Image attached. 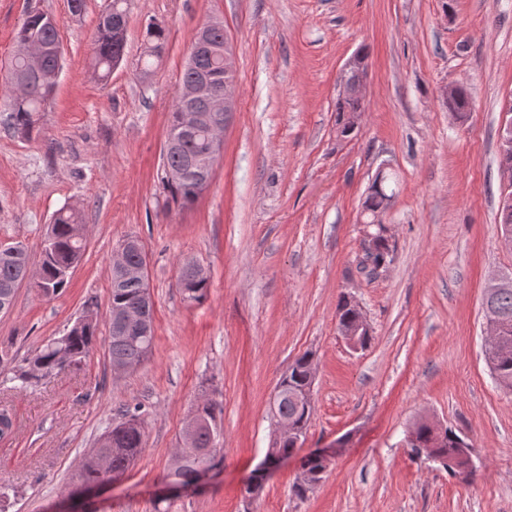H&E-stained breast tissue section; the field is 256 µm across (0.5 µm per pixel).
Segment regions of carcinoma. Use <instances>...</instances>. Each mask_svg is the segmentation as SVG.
I'll return each instance as SVG.
<instances>
[{"mask_svg": "<svg viewBox=\"0 0 512 512\" xmlns=\"http://www.w3.org/2000/svg\"><path fill=\"white\" fill-rule=\"evenodd\" d=\"M167 38L166 28L156 22L147 24L145 40L152 44V56L160 55ZM38 42L46 48L42 63V72H31L22 60L9 66L4 77V86L8 91L6 122L14 132L28 136L32 133L38 113L44 111V105L54 94L55 85L44 80L43 74L55 70L58 66L52 48L58 44V23L51 21V15L35 11L27 16L16 34V44ZM124 40L112 32V15H98L96 25L95 51L92 68L100 78L107 79L112 73V62L123 53ZM446 107L462 116L472 107L468 92L460 88L455 96L446 102ZM365 111L364 99L348 93L337 96V125L342 136L352 131L343 126L348 114ZM207 150V140L203 133L184 138L179 146L163 156L164 188L171 199L183 205L193 203L208 187L194 175L185 173L179 177L170 176V172L186 167L190 159ZM395 179L392 174L376 175L363 202V212L371 217L375 212L385 209V203L396 194L392 187ZM84 228L81 214L73 209H61L52 218L50 230L43 243L38 280H31L32 263L27 249L20 243L11 244L12 250H0V313H7L14 306L17 289L24 283L34 288L44 298L61 295L69 285L71 272L81 263L86 239L79 234ZM393 246L382 228L373 231L372 247L364 254L363 266L374 273L391 261ZM179 288L188 302L203 300L209 288V277L199 276L192 269L183 267L179 276ZM485 313L506 324L499 346L486 352V359L498 386L512 392V288H492L485 295ZM135 309L141 317V328L126 333H117L112 329V319H107L106 332L110 363H121L130 368L137 367L151 352L155 340L154 310L151 297L143 296L142 284L137 281L121 279L117 268H111V281L108 297V311ZM361 312L349 306L347 299L339 301L336 310L337 322L342 327L354 324ZM99 336V323L89 312L74 322L61 336L63 344L50 339L34 355L11 369V375L4 382L12 384L15 390H30L37 384L59 372L60 350L66 348L70 364L79 370L92 351ZM311 359L304 354L298 358L284 374L277 386L282 388V398L278 403V413L297 426L308 427L313 414L311 394L312 378L309 369ZM195 410L203 424L192 434V446L185 448L182 461L175 470L168 471L183 484L193 481L197 467L204 463H214L219 449L214 454L201 456L198 450L218 442L221 428L218 415L221 408L209 397L203 396L197 402ZM414 441L420 447L428 448L431 453L445 460L454 461V472L468 476L466 448L463 438L448 428H439L427 421H420L413 428ZM145 448V433L139 418L138 409L126 410L122 420L109 426L99 437L97 446L85 456L78 471V479L91 480L99 474L98 456L104 455L110 462L112 472L124 474L140 456Z\"/></svg>", "mask_w": 512, "mask_h": 512, "instance_id": "1", "label": "carcinoma"}]
</instances>
